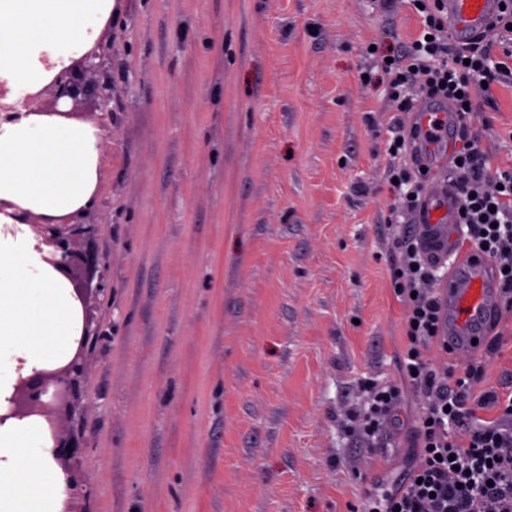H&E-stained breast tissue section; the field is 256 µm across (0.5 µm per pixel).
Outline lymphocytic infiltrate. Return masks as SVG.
Here are the masks:
<instances>
[{
    "mask_svg": "<svg viewBox=\"0 0 512 512\" xmlns=\"http://www.w3.org/2000/svg\"><path fill=\"white\" fill-rule=\"evenodd\" d=\"M424 36L408 53L391 62L394 87H411L400 100L402 111H415L419 100H442L455 109L473 105L472 79L481 75L502 84L512 83V66L492 62L491 48L502 29L512 23V9L502 8L487 33L469 47L449 43L445 34L444 0H420ZM487 161L476 148L465 147L456 158V190L468 228L469 242L494 260L503 292L512 291V168L487 175ZM395 287L405 298L409 346L403 370L410 375L426 408L417 433L418 450L408 481L384 499L383 512H512V397L501 400V416L488 424L475 421L479 401L471 400L476 367L452 378L447 368L423 356L430 344L441 341L442 313L429 270L421 234L396 240ZM456 435H449V428Z\"/></svg>",
    "mask_w": 512,
    "mask_h": 512,
    "instance_id": "obj_1",
    "label": "lymphocytic infiltrate"
}]
</instances>
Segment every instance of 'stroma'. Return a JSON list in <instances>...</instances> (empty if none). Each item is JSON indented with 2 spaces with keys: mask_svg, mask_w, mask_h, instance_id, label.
<instances>
[{
  "mask_svg": "<svg viewBox=\"0 0 512 512\" xmlns=\"http://www.w3.org/2000/svg\"><path fill=\"white\" fill-rule=\"evenodd\" d=\"M422 20L412 0H116L93 50L112 97L74 116L103 138L111 285L65 423L78 512H373L407 480L423 409L392 241L417 220L388 147L414 115L383 62ZM459 123L512 168V88L488 81ZM472 359L476 393L512 395V296ZM371 404L369 411L361 419L363 427L370 429L380 423V417L387 416L396 405L399 393L394 389H373L370 391Z\"/></svg>",
  "mask_w": 512,
  "mask_h": 512,
  "instance_id": "stroma-1",
  "label": "stroma"
}]
</instances>
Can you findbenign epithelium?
Segmentation results:
<instances>
[{
  "instance_id": "1",
  "label": "benign epithelium",
  "mask_w": 512,
  "mask_h": 512,
  "mask_svg": "<svg viewBox=\"0 0 512 512\" xmlns=\"http://www.w3.org/2000/svg\"><path fill=\"white\" fill-rule=\"evenodd\" d=\"M100 64L89 55L75 64L69 75H61L53 83V98L68 97L73 103L93 96L108 100L112 96V85L95 83L91 75L99 71ZM15 218L33 232L35 248L43 261L65 278L76 294L81 308V329L72 357L61 366L36 370L28 375H19L7 405H0V424L8 419L40 418L48 425L49 436L56 460L73 457L80 447L79 440L64 429L74 398L81 383L89 374L84 346L90 337L88 299L92 291L103 292L106 283L100 281L91 286L98 258L91 248L96 224L78 212L53 223L43 222L38 217L21 212Z\"/></svg>"
}]
</instances>
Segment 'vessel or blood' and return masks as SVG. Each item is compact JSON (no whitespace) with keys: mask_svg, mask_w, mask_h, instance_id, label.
Instances as JSON below:
<instances>
[{"mask_svg":"<svg viewBox=\"0 0 512 512\" xmlns=\"http://www.w3.org/2000/svg\"><path fill=\"white\" fill-rule=\"evenodd\" d=\"M500 0H446L448 30L460 38L487 31L498 14ZM423 135L413 143L420 155L446 152L459 124L452 106H430L416 115ZM459 218L455 187L442 180L429 182L426 208L420 223L436 225L440 235L454 233ZM500 288L486 256L469 249L439 290L442 304V330L450 347L472 349L474 342L485 341L496 326L500 312Z\"/></svg>","mask_w":512,"mask_h":512,"instance_id":"b4317fda","label":"vessel or blood"}]
</instances>
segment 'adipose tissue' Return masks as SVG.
<instances>
[{
  "label": "adipose tissue",
  "instance_id": "1",
  "mask_svg": "<svg viewBox=\"0 0 512 512\" xmlns=\"http://www.w3.org/2000/svg\"><path fill=\"white\" fill-rule=\"evenodd\" d=\"M116 0H0V89L6 101L39 93L97 43ZM53 114L0 119V201L56 220L96 204L102 136ZM81 327L71 288L32 238L0 237V400L18 374L69 358ZM68 481L35 420L0 425V512H62Z\"/></svg>",
  "mask_w": 512,
  "mask_h": 512
}]
</instances>
